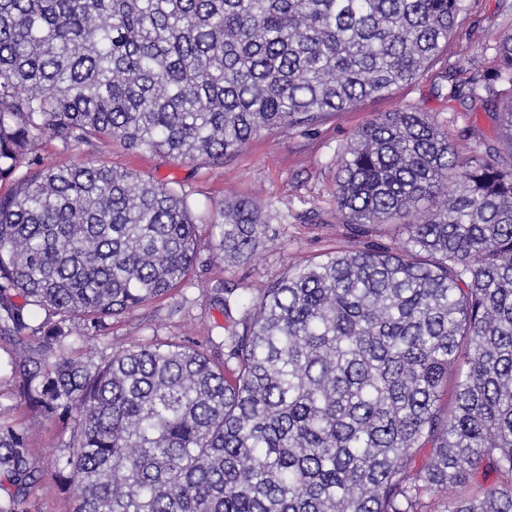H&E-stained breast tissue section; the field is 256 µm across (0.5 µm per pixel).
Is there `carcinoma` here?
Listing matches in <instances>:
<instances>
[{
  "instance_id": "carcinoma-1",
  "label": "carcinoma",
  "mask_w": 512,
  "mask_h": 512,
  "mask_svg": "<svg viewBox=\"0 0 512 512\" xmlns=\"http://www.w3.org/2000/svg\"><path fill=\"white\" fill-rule=\"evenodd\" d=\"M462 0H0V339L15 396L75 418L56 478L75 512H512V31L453 96L509 133L460 151L416 110L358 128L336 216L401 222L398 249L327 254L255 295L212 289L224 361L188 340L74 356L112 317L187 281L205 219L128 171L44 164L118 139L222 163L263 132L311 128L415 80ZM26 172L19 173L21 167ZM212 255L254 254L266 215L208 218ZM453 390L452 403L441 397ZM431 449L418 465L415 455ZM42 480L0 420V512Z\"/></svg>"
}]
</instances>
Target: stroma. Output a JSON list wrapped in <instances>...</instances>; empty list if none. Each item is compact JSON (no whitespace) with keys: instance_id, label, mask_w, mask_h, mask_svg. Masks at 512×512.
I'll list each match as a JSON object with an SVG mask.
<instances>
[{"instance_id":"35a3bbf8","label":"stroma","mask_w":512,"mask_h":512,"mask_svg":"<svg viewBox=\"0 0 512 512\" xmlns=\"http://www.w3.org/2000/svg\"><path fill=\"white\" fill-rule=\"evenodd\" d=\"M467 19L453 33L448 46L451 68L441 73L433 65L410 84L389 96L361 102L351 111L330 116L312 130L293 128L261 133L244 150L219 164L183 163L165 156L127 149L117 140L92 148L63 149L42 142L38 154L45 164L66 166L80 161L128 169L143 178L181 185L193 199L215 210L225 202L251 197L267 205L274 218L263 230L262 242L250 262L227 265L212 262L201 250L190 280L184 286L131 313L113 318L106 341H84L76 354L96 358L108 348L155 340L187 338L205 345L209 354L223 357L211 345L225 320L210 301L216 282L256 292L288 269L303 266L327 253L367 245L398 247L407 237L400 224H380L359 237L349 225L336 221L334 189L338 161L354 131L382 112L407 109L425 112L447 128L459 149L472 135L503 143L504 137L484 114L449 100L446 92L468 90L472 79L494 73L500 61L494 50L498 33L512 28V0H463ZM0 419L26 428L33 462L43 478L29 497L28 512H73L74 503L58 486L55 461L70 432L61 422L42 418L14 395V381L0 373Z\"/></svg>"}]
</instances>
